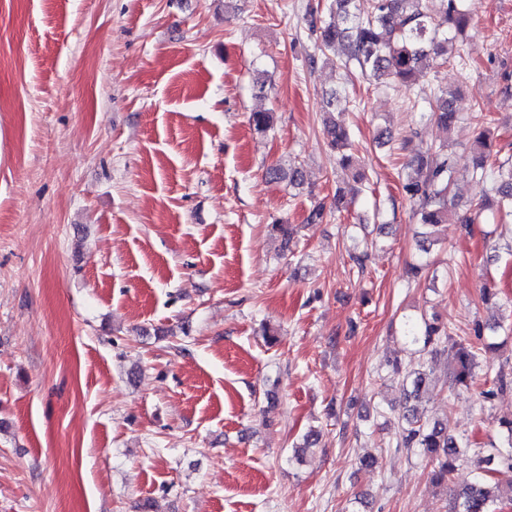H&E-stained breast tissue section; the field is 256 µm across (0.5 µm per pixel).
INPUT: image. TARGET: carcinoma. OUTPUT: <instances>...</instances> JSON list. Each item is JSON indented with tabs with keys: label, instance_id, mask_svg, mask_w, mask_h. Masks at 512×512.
<instances>
[{
	"label": "carcinoma",
	"instance_id": "1",
	"mask_svg": "<svg viewBox=\"0 0 512 512\" xmlns=\"http://www.w3.org/2000/svg\"><path fill=\"white\" fill-rule=\"evenodd\" d=\"M363 10L359 0H327L328 16L312 11L307 24L315 36L318 53L337 56L338 68L348 77L351 68L371 82L401 83L412 87L417 78L437 64L467 66L466 53L457 48L458 35L467 25L468 15L464 0H368ZM339 94L331 90L323 101L325 131L338 163L343 169L354 165L351 152V134L343 121L336 120V101ZM454 92L439 89L430 94H417L411 108L418 110L421 122H433L449 130L457 120L453 109ZM476 135L472 146V178L481 185V195L474 203V214L457 217L464 229H470L475 215L489 204L494 194L499 209L512 213V163L497 161L495 144L491 137V120L476 112L472 115ZM253 130L264 134L273 128L274 114L255 111L249 117ZM401 176L403 196L417 205L415 215L419 224L435 229L448 223V187L452 167L448 163V143L442 142L416 153L405 165ZM273 180H286L292 186L302 185L304 174L299 166L288 170L272 168ZM474 340L456 342L455 367L452 385L455 390H470L475 369L479 365L481 348L497 346L495 342L483 345L484 327L476 322ZM404 337L408 343L421 346V351L432 356L451 337L450 326L437 317L422 311L405 323ZM391 377L397 379L405 402L407 426L395 439L397 448H414L431 466L430 480L437 486H448L449 512H501L502 505L512 503V478L502 481L498 476L512 474V419L500 421L499 442L484 450L474 462L476 477L460 488L449 486L458 466L467 460L472 442L459 438L448 430L444 422H429L420 411L419 403L426 391L427 377L422 371H406L398 360L389 362ZM496 388L481 393L489 402L497 393L512 390V376L499 370Z\"/></svg>",
	"mask_w": 512,
	"mask_h": 512
}]
</instances>
